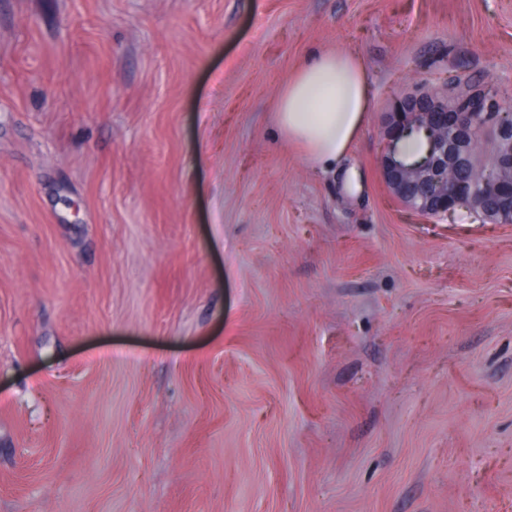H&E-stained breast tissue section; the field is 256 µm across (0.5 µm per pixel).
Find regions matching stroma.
Masks as SVG:
<instances>
[{
	"instance_id": "1",
	"label": "stroma",
	"mask_w": 512,
	"mask_h": 512,
	"mask_svg": "<svg viewBox=\"0 0 512 512\" xmlns=\"http://www.w3.org/2000/svg\"><path fill=\"white\" fill-rule=\"evenodd\" d=\"M324 52L354 194L276 124ZM452 77L512 0H0V512H512V224L379 168Z\"/></svg>"
}]
</instances>
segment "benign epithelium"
Returning <instances> with one entry per match:
<instances>
[{
	"mask_svg": "<svg viewBox=\"0 0 512 512\" xmlns=\"http://www.w3.org/2000/svg\"><path fill=\"white\" fill-rule=\"evenodd\" d=\"M512 101L486 90L419 89L397 98L383 128V178L410 211L446 217L465 209L482 221L512 223ZM429 135L425 157L409 164L398 144L411 131ZM490 132L495 152L484 160L473 150L478 131Z\"/></svg>",
	"mask_w": 512,
	"mask_h": 512,
	"instance_id": "obj_1",
	"label": "benign epithelium"
}]
</instances>
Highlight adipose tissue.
I'll use <instances>...</instances> for the list:
<instances>
[{
    "label": "adipose tissue",
    "instance_id": "adipose-tissue-1",
    "mask_svg": "<svg viewBox=\"0 0 512 512\" xmlns=\"http://www.w3.org/2000/svg\"><path fill=\"white\" fill-rule=\"evenodd\" d=\"M368 99L361 60L350 53H322L280 93L277 123L289 142L304 149L315 168L331 170L360 132Z\"/></svg>",
    "mask_w": 512,
    "mask_h": 512
}]
</instances>
